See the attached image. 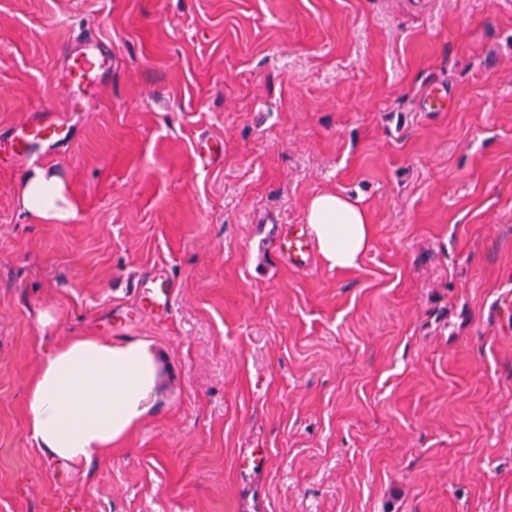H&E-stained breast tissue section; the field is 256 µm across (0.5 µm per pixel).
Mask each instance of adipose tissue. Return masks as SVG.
Returning a JSON list of instances; mask_svg holds the SVG:
<instances>
[{
    "label": "adipose tissue",
    "instance_id": "obj_1",
    "mask_svg": "<svg viewBox=\"0 0 512 512\" xmlns=\"http://www.w3.org/2000/svg\"><path fill=\"white\" fill-rule=\"evenodd\" d=\"M23 209L49 223L74 217L70 192L51 169L22 179ZM306 221L323 261L357 268L371 246L369 216L346 195L313 196ZM165 360L151 342L74 337L49 350L30 380L24 424L38 448L76 467L104 458L151 414L164 390Z\"/></svg>",
    "mask_w": 512,
    "mask_h": 512
}]
</instances>
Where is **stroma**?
I'll return each mask as SVG.
<instances>
[{
	"label": "stroma",
	"instance_id": "35a3bbf8",
	"mask_svg": "<svg viewBox=\"0 0 512 512\" xmlns=\"http://www.w3.org/2000/svg\"><path fill=\"white\" fill-rule=\"evenodd\" d=\"M87 31L112 71L74 105ZM44 110L75 216L23 210L0 149V512H512V0H0V133ZM323 192L368 213L359 268L279 250ZM160 266L174 307L136 316ZM72 336L171 368L79 469L23 420Z\"/></svg>",
	"mask_w": 512,
	"mask_h": 512
}]
</instances>
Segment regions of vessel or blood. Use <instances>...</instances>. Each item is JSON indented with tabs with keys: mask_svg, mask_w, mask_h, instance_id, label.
<instances>
[{
	"mask_svg": "<svg viewBox=\"0 0 512 512\" xmlns=\"http://www.w3.org/2000/svg\"><path fill=\"white\" fill-rule=\"evenodd\" d=\"M110 67V53L94 35L84 36L76 51L64 63L67 91L71 97L94 93ZM62 124L51 112H36L15 126L4 146L21 159L42 158L62 142ZM282 248L295 265H307L312 240L306 230L292 232L282 241Z\"/></svg>",
	"mask_w": 512,
	"mask_h": 512,
	"instance_id": "b4317fda",
	"label": "vessel or blood"
}]
</instances>
